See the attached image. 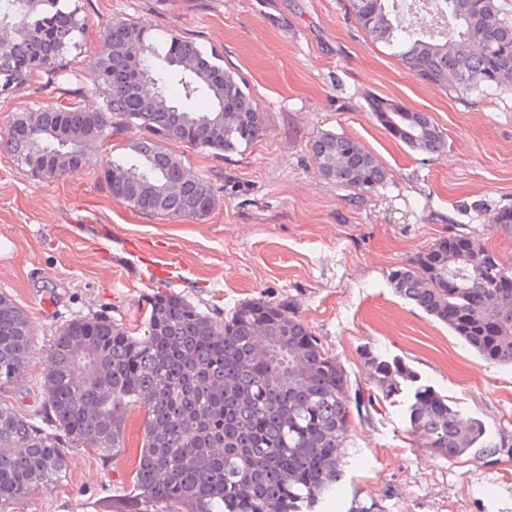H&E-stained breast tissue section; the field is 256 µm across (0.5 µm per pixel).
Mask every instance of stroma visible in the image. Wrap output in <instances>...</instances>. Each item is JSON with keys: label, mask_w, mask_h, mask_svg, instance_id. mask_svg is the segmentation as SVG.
I'll use <instances>...</instances> for the list:
<instances>
[{"label": "stroma", "mask_w": 512, "mask_h": 512, "mask_svg": "<svg viewBox=\"0 0 512 512\" xmlns=\"http://www.w3.org/2000/svg\"><path fill=\"white\" fill-rule=\"evenodd\" d=\"M88 24L85 68L112 22L170 28L224 58L264 116L243 154L218 158L179 143L192 174L210 178L217 205L201 219L135 212L108 192L103 171L127 152L135 129L113 134L94 162L60 179L18 168L0 151V292L34 321L38 355L0 401L32 420L44 408L40 378L59 327L103 315L142 332L151 296L173 293L223 319L245 300L292 303L351 388H368L364 354L402 359L479 420L488 447L448 460L410 434L407 395L351 413L345 475L322 512L380 504L385 512H512V368L484 360L388 280L443 238H480L512 264V236L488 217L512 205V91L459 96L409 74L350 17L349 0H72ZM42 79L0 94L11 115L68 99ZM432 115L446 146L437 154L394 140L371 97ZM326 131L356 138L388 172L353 193L321 176L310 151ZM124 459L66 448L59 480L19 512H118Z\"/></svg>", "instance_id": "stroma-1"}]
</instances>
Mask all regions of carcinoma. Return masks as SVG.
<instances>
[{"instance_id":"cac0c4a2","label":"carcinoma","mask_w":512,"mask_h":512,"mask_svg":"<svg viewBox=\"0 0 512 512\" xmlns=\"http://www.w3.org/2000/svg\"><path fill=\"white\" fill-rule=\"evenodd\" d=\"M354 22L420 80L466 94L512 90V9L508 0H432L446 18L431 31L407 21L404 0H350ZM86 23L71 0H0V91L34 77L72 72ZM101 92L94 111L69 102L16 112L0 144L34 175L60 178L92 162L112 133L140 137L103 172L112 198L145 215L201 218L213 211L212 183L189 173L175 141L216 156L257 140L263 115L224 68L223 58L173 30L130 20L109 27L89 57ZM370 112L394 139L435 154L445 137L431 115L373 97ZM319 172L336 185L370 191L387 171L363 143L321 133L312 144ZM489 223L512 234V206ZM393 288L480 357L512 365V265L479 239L460 235L419 251L390 271ZM145 332L109 317L75 318L54 337L42 374V424L0 402V509L26 502L64 467V448L125 453L127 419L142 413L140 445L124 512H315L344 477L351 436L350 386L292 304L242 302L216 321L176 295L150 299ZM29 314L0 293V387L29 369ZM370 407L413 388L410 431L435 453L459 458L485 430L398 358L365 352Z\"/></svg>"}]
</instances>
